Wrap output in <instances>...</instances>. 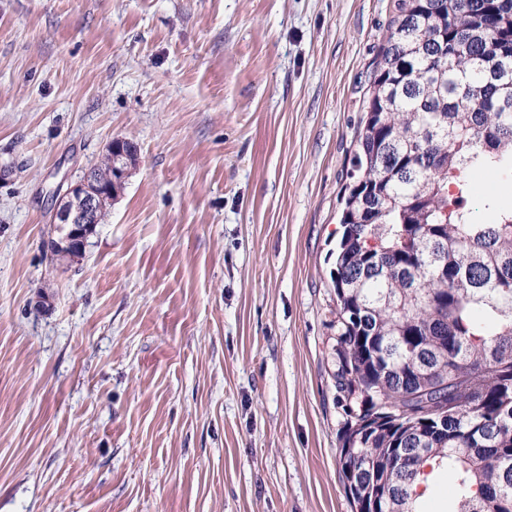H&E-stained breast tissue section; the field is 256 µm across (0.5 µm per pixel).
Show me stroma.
I'll use <instances>...</instances> for the list:
<instances>
[{
  "label": "stroma",
  "instance_id": "1",
  "mask_svg": "<svg viewBox=\"0 0 512 512\" xmlns=\"http://www.w3.org/2000/svg\"><path fill=\"white\" fill-rule=\"evenodd\" d=\"M394 0H0V512H352L340 193ZM139 160L81 256L57 195Z\"/></svg>",
  "mask_w": 512,
  "mask_h": 512
}]
</instances>
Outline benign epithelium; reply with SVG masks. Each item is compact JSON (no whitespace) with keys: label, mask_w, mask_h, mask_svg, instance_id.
Masks as SVG:
<instances>
[{"label":"benign epithelium","mask_w":512,"mask_h":512,"mask_svg":"<svg viewBox=\"0 0 512 512\" xmlns=\"http://www.w3.org/2000/svg\"><path fill=\"white\" fill-rule=\"evenodd\" d=\"M109 167L105 174L88 173L70 185L63 194L54 215L63 236L57 238L61 246L85 248L88 238L102 223L104 204L114 202L138 161L137 148L126 139H114L106 147Z\"/></svg>","instance_id":"7a95c632"}]
</instances>
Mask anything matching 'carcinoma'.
Returning <instances> with one entry per match:
<instances>
[{"label": "carcinoma", "mask_w": 512, "mask_h": 512, "mask_svg": "<svg viewBox=\"0 0 512 512\" xmlns=\"http://www.w3.org/2000/svg\"><path fill=\"white\" fill-rule=\"evenodd\" d=\"M341 197L331 347L353 508L512 512V0H395ZM503 192H512V172L486 173L473 178L471 198L477 203L486 195Z\"/></svg>", "instance_id": "carcinoma-1"}]
</instances>
